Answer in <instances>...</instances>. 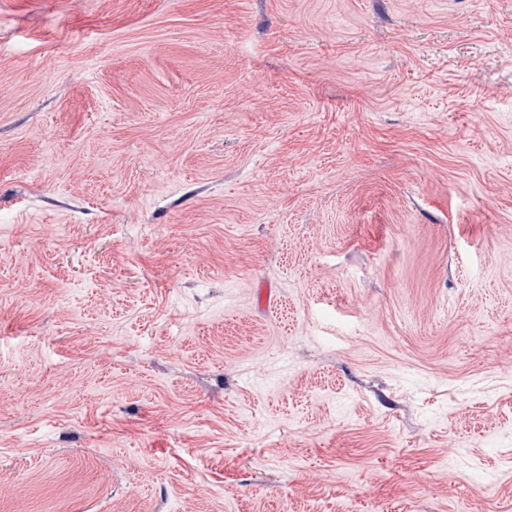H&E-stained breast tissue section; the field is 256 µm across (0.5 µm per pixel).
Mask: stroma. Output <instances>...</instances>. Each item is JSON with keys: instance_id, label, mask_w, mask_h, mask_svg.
<instances>
[{"instance_id": "obj_1", "label": "stroma", "mask_w": 512, "mask_h": 512, "mask_svg": "<svg viewBox=\"0 0 512 512\" xmlns=\"http://www.w3.org/2000/svg\"><path fill=\"white\" fill-rule=\"evenodd\" d=\"M512 512V0H0V512Z\"/></svg>"}]
</instances>
